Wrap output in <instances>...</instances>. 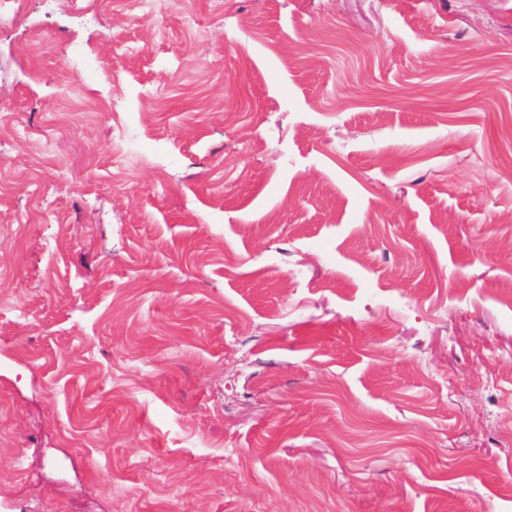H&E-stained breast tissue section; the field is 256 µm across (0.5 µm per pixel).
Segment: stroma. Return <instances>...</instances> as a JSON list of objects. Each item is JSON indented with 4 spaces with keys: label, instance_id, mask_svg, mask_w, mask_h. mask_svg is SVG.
Segmentation results:
<instances>
[{
    "label": "stroma",
    "instance_id": "35a3bbf8",
    "mask_svg": "<svg viewBox=\"0 0 512 512\" xmlns=\"http://www.w3.org/2000/svg\"><path fill=\"white\" fill-rule=\"evenodd\" d=\"M0 0V512H512V0Z\"/></svg>",
    "mask_w": 512,
    "mask_h": 512
}]
</instances>
